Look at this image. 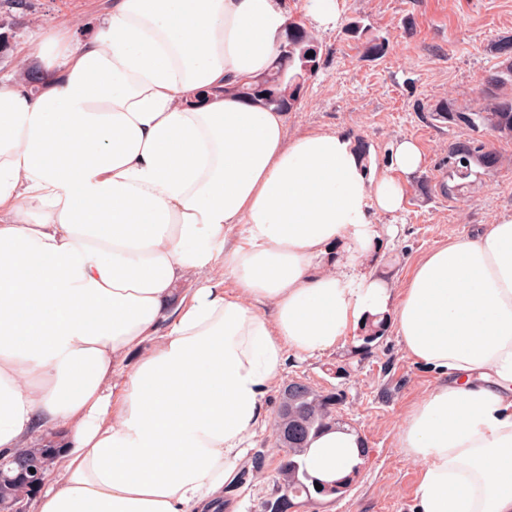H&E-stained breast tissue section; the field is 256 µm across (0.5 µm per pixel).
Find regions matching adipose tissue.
<instances>
[{
    "label": "adipose tissue",
    "mask_w": 512,
    "mask_h": 512,
    "mask_svg": "<svg viewBox=\"0 0 512 512\" xmlns=\"http://www.w3.org/2000/svg\"><path fill=\"white\" fill-rule=\"evenodd\" d=\"M290 23L288 0H112L91 37H33L38 91L0 77V452L60 440L34 512H217L285 349L376 315L439 379L400 428L410 512H512V215L403 288L374 275L372 218L423 153L382 168L235 95ZM363 444L326 430L310 466Z\"/></svg>",
    "instance_id": "1"
}]
</instances>
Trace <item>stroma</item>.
<instances>
[{
    "label": "stroma",
    "mask_w": 512,
    "mask_h": 512,
    "mask_svg": "<svg viewBox=\"0 0 512 512\" xmlns=\"http://www.w3.org/2000/svg\"><path fill=\"white\" fill-rule=\"evenodd\" d=\"M110 0H0V34L10 49L0 56V74L16 72L33 33L71 28L82 38L95 31ZM336 27L315 30L320 68L307 81L288 133L343 130L369 147L380 166L389 146L407 138L422 149L425 165L411 178L402 210L380 216L375 260L377 276L402 285L415 261L448 240L471 235L481 225L512 212V136L473 130L438 116L440 105L470 112L482 102L487 77L503 70L505 57L491 53L495 41L512 38V0H340ZM367 26L368 37L389 42L384 57L365 56L346 32L352 20ZM479 140L493 145L500 161L472 175L460 194L437 190L445 174L448 147ZM354 336L333 351L311 356L285 349L277 388L264 399L265 419L246 436L225 493L226 505L261 512L277 489L281 457L273 424L278 387L300 378L319 390H339V416L366 440L368 455L350 489L309 512H409L419 481L416 463L399 447L407 410L436 384L435 375L404 351L394 328L362 350Z\"/></svg>",
    "instance_id": "35a3bbf8"
}]
</instances>
